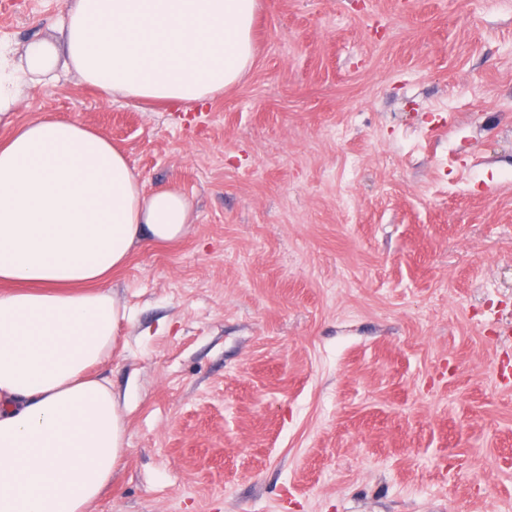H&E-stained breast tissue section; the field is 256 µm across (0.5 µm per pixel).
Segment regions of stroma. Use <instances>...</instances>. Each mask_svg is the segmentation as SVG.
Instances as JSON below:
<instances>
[{
	"label": "stroma",
	"mask_w": 512,
	"mask_h": 512,
	"mask_svg": "<svg viewBox=\"0 0 512 512\" xmlns=\"http://www.w3.org/2000/svg\"><path fill=\"white\" fill-rule=\"evenodd\" d=\"M69 0H0L51 40ZM205 104L73 71L17 121L191 201L114 271L127 454L88 512H512V0H260Z\"/></svg>",
	"instance_id": "stroma-1"
}]
</instances>
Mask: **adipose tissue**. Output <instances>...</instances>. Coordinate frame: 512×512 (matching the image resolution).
I'll return each instance as SVG.
<instances>
[{
    "mask_svg": "<svg viewBox=\"0 0 512 512\" xmlns=\"http://www.w3.org/2000/svg\"><path fill=\"white\" fill-rule=\"evenodd\" d=\"M258 0H72L52 42L0 39V121L26 89L78 73L106 95L202 103L254 57ZM192 222L173 187L146 190L84 124L13 123L0 140V512H87L125 455L127 401L99 372L126 304L112 271Z\"/></svg>",
    "mask_w": 512,
    "mask_h": 512,
    "instance_id": "adipose-tissue-1",
    "label": "adipose tissue"
}]
</instances>
